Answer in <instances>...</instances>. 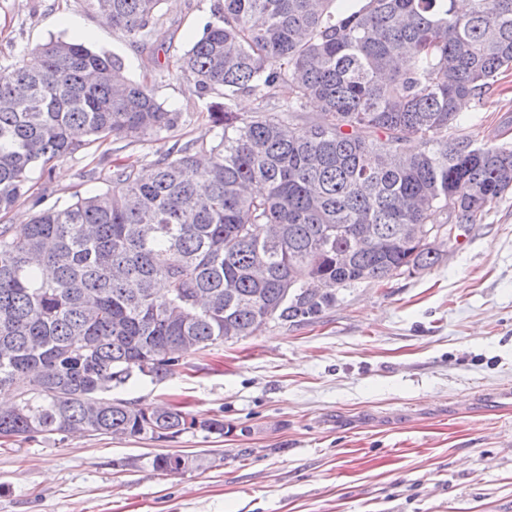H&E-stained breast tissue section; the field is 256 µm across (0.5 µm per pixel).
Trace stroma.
Here are the masks:
<instances>
[{"mask_svg": "<svg viewBox=\"0 0 512 512\" xmlns=\"http://www.w3.org/2000/svg\"><path fill=\"white\" fill-rule=\"evenodd\" d=\"M224 0H161L130 38L90 0H0V65L29 63L49 38L119 56L128 76L180 113L145 141L107 139L35 171L30 200L0 217L24 224L32 202L65 205L106 190L94 167L148 163L208 140L209 97L166 64ZM459 132L512 143V74ZM512 195L447 248L433 268L343 290L320 321L263 324L253 335L181 359L161 381L140 376L121 397L179 403L220 418L224 434L172 441L71 434L0 450V512H512ZM201 468L167 475L154 455Z\"/></svg>", "mask_w": 512, "mask_h": 512, "instance_id": "1", "label": "stroma"}]
</instances>
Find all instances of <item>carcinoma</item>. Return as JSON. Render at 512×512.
I'll return each instance as SVG.
<instances>
[{"label": "carcinoma", "instance_id": "carcinoma-1", "mask_svg": "<svg viewBox=\"0 0 512 512\" xmlns=\"http://www.w3.org/2000/svg\"><path fill=\"white\" fill-rule=\"evenodd\" d=\"M455 2L224 0L172 61L212 97L213 139L115 163L106 190L0 224V394L14 399L0 439L222 436V419L112 391L270 320L314 322L365 279L439 264L424 226L477 224L512 193V143L453 133L457 101L481 106L512 71V0ZM91 3L136 39L161 0ZM38 54L36 69L0 67V215L36 167L179 120L118 57L53 38ZM310 101L323 118L301 126ZM188 459L199 466L162 453L152 467L182 474Z\"/></svg>", "mask_w": 512, "mask_h": 512}]
</instances>
